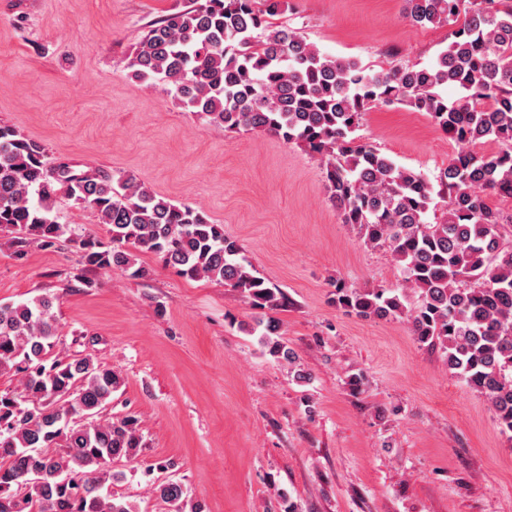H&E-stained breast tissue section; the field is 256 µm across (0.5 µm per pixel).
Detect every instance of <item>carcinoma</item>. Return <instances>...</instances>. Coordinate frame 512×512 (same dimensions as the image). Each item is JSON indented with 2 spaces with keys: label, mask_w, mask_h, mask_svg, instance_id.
<instances>
[{
  "label": "carcinoma",
  "mask_w": 512,
  "mask_h": 512,
  "mask_svg": "<svg viewBox=\"0 0 512 512\" xmlns=\"http://www.w3.org/2000/svg\"><path fill=\"white\" fill-rule=\"evenodd\" d=\"M285 0H193L153 22L130 61L136 78L162 80L174 97L231 132L262 131L306 148L320 161L340 223L367 247L384 248L400 268V288L339 285L336 307L359 318L406 317L422 346L445 355L448 370L484 396L512 440V0H402L414 27L454 26L429 66L381 71L321 50L272 17ZM460 90L454 100L445 91ZM376 104L426 112L458 146L435 179L396 164L355 135ZM482 140L496 150L478 155ZM444 202L428 220L434 197ZM64 198L93 210L110 238L73 236L57 221ZM0 231L22 258L32 243L73 244L90 269L148 275L146 250L190 279L240 292L256 309L283 306L224 225L156 193L131 174L73 171L40 142L0 125ZM418 294L408 305V292ZM40 295L0 305V373L19 388L0 391V512H135L105 491L112 466L144 447L137 420L103 417L122 376L89 354L60 356L54 305ZM269 323L261 343L293 359ZM184 512L183 488H152Z\"/></svg>",
  "instance_id": "1"
}]
</instances>
